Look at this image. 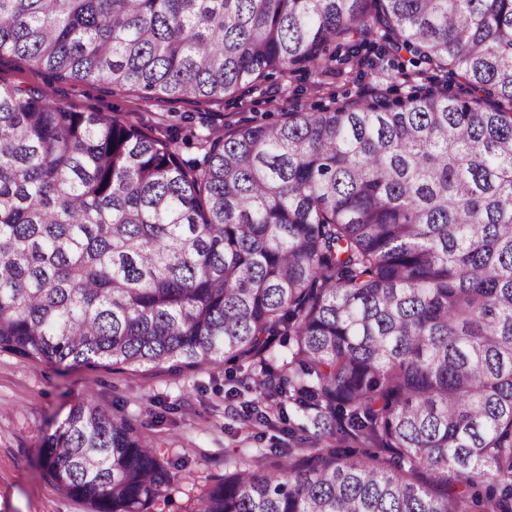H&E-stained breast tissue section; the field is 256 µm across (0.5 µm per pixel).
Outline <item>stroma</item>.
<instances>
[{"instance_id": "stroma-1", "label": "stroma", "mask_w": 512, "mask_h": 512, "mask_svg": "<svg viewBox=\"0 0 512 512\" xmlns=\"http://www.w3.org/2000/svg\"><path fill=\"white\" fill-rule=\"evenodd\" d=\"M388 67V61L377 59L349 80L326 86L313 71L286 84L272 78L263 91L214 103H157L94 82H53L8 55L0 57V81L46 88L55 100L76 110L133 121L149 133L173 125L179 155L189 159L196 156L195 137L205 127L272 123L287 110L327 104L332 94L342 98L365 93L385 85ZM256 385V371L232 372L224 364L195 371H174L166 365L65 368L0 352V512H90L88 503L58 489L42 453L47 436L75 403L87 398L133 420L149 443L184 460L172 492L176 505H183L240 461L272 448L297 447L278 411H271L264 424L238 417L243 401L255 397Z\"/></svg>"}]
</instances>
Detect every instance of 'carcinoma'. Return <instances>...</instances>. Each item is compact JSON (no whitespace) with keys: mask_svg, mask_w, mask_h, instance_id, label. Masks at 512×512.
<instances>
[{"mask_svg":"<svg viewBox=\"0 0 512 512\" xmlns=\"http://www.w3.org/2000/svg\"><path fill=\"white\" fill-rule=\"evenodd\" d=\"M374 51L389 86L201 134L192 160L0 84V352L249 363L250 412L286 395L336 436L180 512H512V0H0V56L168 102ZM44 463L91 512H170L180 467L90 399Z\"/></svg>","mask_w":512,"mask_h":512,"instance_id":"carcinoma-1","label":"carcinoma"}]
</instances>
